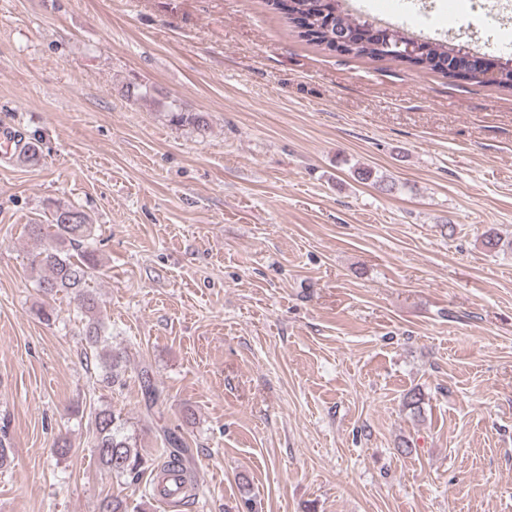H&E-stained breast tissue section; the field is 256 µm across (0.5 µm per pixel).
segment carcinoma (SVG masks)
I'll return each instance as SVG.
<instances>
[{"label":"carcinoma","instance_id":"cac0c4a2","mask_svg":"<svg viewBox=\"0 0 512 512\" xmlns=\"http://www.w3.org/2000/svg\"><path fill=\"white\" fill-rule=\"evenodd\" d=\"M343 0H266L273 10L285 15L298 29L299 36L330 51L338 49L337 39H343L342 53L376 61L398 60L386 47L388 35L398 36L413 44L414 54L406 62L423 70L439 72L456 78L459 72L454 61L472 60L463 78L478 83L512 90V58H491L464 46L450 47L443 41L414 37L399 26H382L354 16L342 7ZM170 121L188 125L205 135L209 121L201 112H183L174 104L166 105ZM52 243L32 259V268L45 271L38 286L46 294L70 293L77 300L76 318L82 325L87 349L100 361V382L111 388L121 382L123 357L112 353L109 335L97 318L98 298L90 290V281L99 269V259L93 247L94 227L90 217L73 206H59L51 216ZM94 453L99 465L116 478L137 482L149 469L147 460L130 445V436L122 431L120 417L109 406L96 409L92 416ZM167 460L164 466L173 473L184 472L183 440L169 432L165 434ZM98 512H145V503L134 507L119 497H104Z\"/></svg>","mask_w":512,"mask_h":512}]
</instances>
